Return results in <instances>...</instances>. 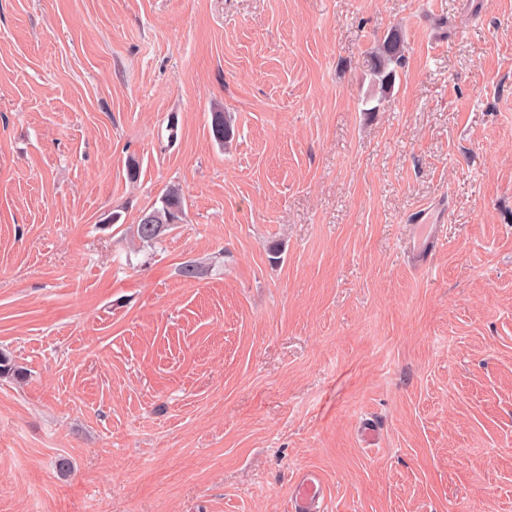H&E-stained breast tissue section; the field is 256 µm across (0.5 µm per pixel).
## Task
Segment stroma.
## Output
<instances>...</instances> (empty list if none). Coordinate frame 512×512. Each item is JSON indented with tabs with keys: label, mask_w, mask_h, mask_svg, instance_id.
<instances>
[{
	"label": "stroma",
	"mask_w": 512,
	"mask_h": 512,
	"mask_svg": "<svg viewBox=\"0 0 512 512\" xmlns=\"http://www.w3.org/2000/svg\"><path fill=\"white\" fill-rule=\"evenodd\" d=\"M0 351V512H512V0H0ZM405 40L401 30L392 29L384 39L379 42L371 57V69L378 78L380 89L387 93L395 83L396 69L391 65L400 67L405 57ZM162 203V208L154 209L146 214H160L165 222H168L167 216H169L171 223L161 224L157 218L151 216L145 221L146 224H142L141 219L137 226V236L144 243H158L166 230L182 221L183 198L178 188H171L162 199ZM324 497L321 479L314 473L307 474L296 487L291 500L292 512H320L319 500Z\"/></svg>",
	"instance_id": "stroma-1"
}]
</instances>
